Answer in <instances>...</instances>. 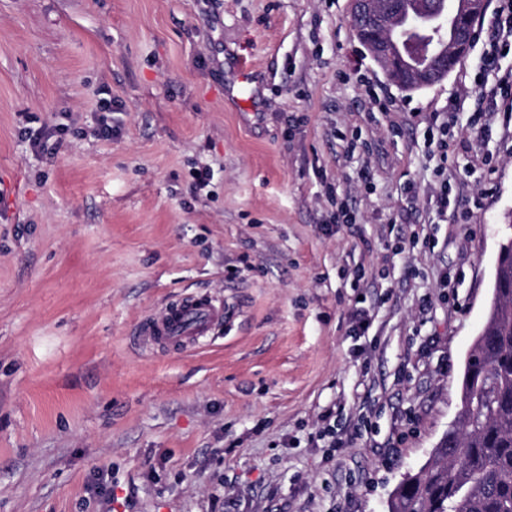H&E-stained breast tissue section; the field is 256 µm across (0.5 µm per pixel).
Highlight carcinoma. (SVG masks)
I'll list each match as a JSON object with an SVG mask.
<instances>
[{"label": "carcinoma", "instance_id": "carcinoma-1", "mask_svg": "<svg viewBox=\"0 0 512 512\" xmlns=\"http://www.w3.org/2000/svg\"><path fill=\"white\" fill-rule=\"evenodd\" d=\"M462 380V429L392 493L389 512H512V237Z\"/></svg>", "mask_w": 512, "mask_h": 512}]
</instances>
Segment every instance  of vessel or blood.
Returning a JSON list of instances; mask_svg holds the SVG:
<instances>
[{"label": "vessel or blood", "mask_w": 512, "mask_h": 512, "mask_svg": "<svg viewBox=\"0 0 512 512\" xmlns=\"http://www.w3.org/2000/svg\"><path fill=\"white\" fill-rule=\"evenodd\" d=\"M224 320L221 302L205 295H188L166 304L158 315L142 321L136 330L149 347L173 346L183 351L211 336Z\"/></svg>", "instance_id": "b4317fda"}]
</instances>
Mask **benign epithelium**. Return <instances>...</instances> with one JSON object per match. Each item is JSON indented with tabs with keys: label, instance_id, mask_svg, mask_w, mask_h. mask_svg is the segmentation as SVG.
Here are the masks:
<instances>
[{
	"label": "benign epithelium",
	"instance_id": "1",
	"mask_svg": "<svg viewBox=\"0 0 512 512\" xmlns=\"http://www.w3.org/2000/svg\"><path fill=\"white\" fill-rule=\"evenodd\" d=\"M488 0H467L464 10L426 7L409 13L391 10L378 0H351L352 28L388 79L405 92L442 82L468 54L467 33L482 18ZM416 30L420 39L404 43L397 35Z\"/></svg>",
	"mask_w": 512,
	"mask_h": 512
}]
</instances>
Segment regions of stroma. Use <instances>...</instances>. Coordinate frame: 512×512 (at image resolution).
Here are the masks:
<instances>
[{"instance_id":"1","label":"stroma","mask_w":512,"mask_h":512,"mask_svg":"<svg viewBox=\"0 0 512 512\" xmlns=\"http://www.w3.org/2000/svg\"><path fill=\"white\" fill-rule=\"evenodd\" d=\"M350 4L0 0V512H389L457 427L512 224L491 102L512 48L485 65L489 0L447 80L405 93ZM443 123L444 209L424 138ZM340 207L355 223L326 232ZM189 293L223 302L213 335L139 347ZM69 127L67 125L55 126L52 129H39L35 133L29 129L27 132L25 131V135L28 136L29 140L32 142V145L35 148H38L40 151H48V150H56L58 146H60L63 142V136L68 133ZM56 137L55 141L49 144V141Z\"/></svg>"}]
</instances>
